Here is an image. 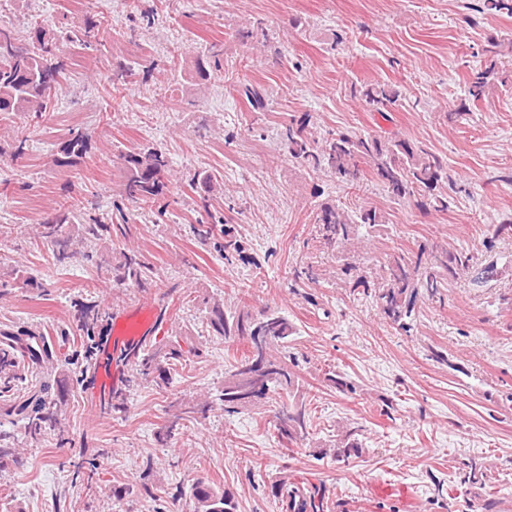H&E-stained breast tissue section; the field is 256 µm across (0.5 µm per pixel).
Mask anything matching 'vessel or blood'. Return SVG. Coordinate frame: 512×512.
Listing matches in <instances>:
<instances>
[{"instance_id":"obj_1","label":"vessel or blood","mask_w":512,"mask_h":512,"mask_svg":"<svg viewBox=\"0 0 512 512\" xmlns=\"http://www.w3.org/2000/svg\"><path fill=\"white\" fill-rule=\"evenodd\" d=\"M111 333L102 339L92 376L85 387L88 400L122 389L125 368L114 361L116 354H135L167 326L171 313L163 302L145 299L111 312Z\"/></svg>"}]
</instances>
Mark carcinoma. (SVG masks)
<instances>
[{
  "label": "carcinoma",
  "mask_w": 512,
  "mask_h": 512,
  "mask_svg": "<svg viewBox=\"0 0 512 512\" xmlns=\"http://www.w3.org/2000/svg\"><path fill=\"white\" fill-rule=\"evenodd\" d=\"M476 11L481 14H505L512 17V0H478ZM33 25L32 47L17 46V38L10 29L0 28V113L29 112L39 120L50 111L52 93L65 71L62 49L40 21ZM99 24L92 18L84 20L77 29L78 39L85 47H92ZM503 40L488 37L485 63L471 72L467 81L464 102L448 116H458L469 111V105L483 101L490 92L512 86V68L502 60ZM351 95L361 99L375 112L384 113L396 105L400 92L386 83L353 84ZM307 120L300 118L288 123L285 146L288 155L313 171L325 170L336 179L354 186L365 180V173L383 185L387 192L398 199L415 194L422 196L420 207L427 210H448V196L436 188L449 180L447 162L426 145L397 135L382 136L338 132L321 141L306 133ZM89 141L80 131L73 132L60 143L54 161L56 165L73 167L85 156ZM125 179L123 192L132 201L154 203L164 196L168 171L167 156L154 147L121 155ZM76 213L67 207L55 212L40 225V236L55 246L56 262L62 264L71 258L68 251L66 226L75 223ZM384 223L383 215L375 208L362 207L349 212L337 205L323 203L315 216L316 233L320 242L339 247L350 240L360 225ZM153 267L143 256L126 254L112 268L115 281L147 288L153 282ZM471 276V282L482 287L498 277L497 263L493 260L478 267L474 256L462 250L445 251L431 257L421 248L413 255L395 253L388 260L379 276L358 275L351 288L374 295L384 317L401 329L409 328L416 299L420 295L436 298L451 278ZM207 325L212 335L239 337L245 351L233 369L224 373V387L216 397L224 412L235 413L240 408L270 399L278 391L294 386L295 374L291 368L271 353V345L288 344L294 328L288 316L274 310L258 314L232 312L218 301L207 309ZM66 340L62 336H46L32 328L16 333L0 329V417L20 421L32 442H39L46 430L58 428L55 405V381L46 378L38 389L27 397L15 395L19 384L26 379L29 365H54ZM183 358L182 350L169 346L164 360H159V350L148 347L137 358L133 369L136 380L169 383L171 371ZM211 403L181 404L171 415L168 425L157 434V442L165 447L175 431L185 423L203 416ZM306 404L296 403L280 418L277 437L283 449L297 453L308 434ZM361 449L358 429L346 431L343 441L336 445V461L344 462ZM15 454L14 437L0 429V459ZM285 512H324L323 501L305 488L301 482H281L274 486ZM194 512H236L232 493L199 481L190 490Z\"/></svg>",
  "instance_id": "1"
}]
</instances>
